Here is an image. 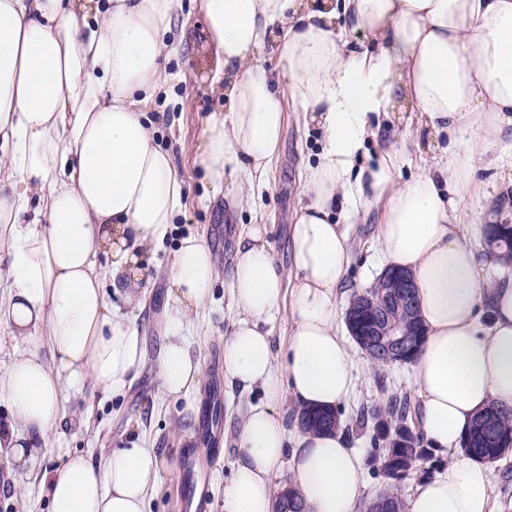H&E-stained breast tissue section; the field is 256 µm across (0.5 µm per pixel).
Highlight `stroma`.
<instances>
[{
  "mask_svg": "<svg viewBox=\"0 0 512 512\" xmlns=\"http://www.w3.org/2000/svg\"><path fill=\"white\" fill-rule=\"evenodd\" d=\"M174 79L167 99L155 105L162 142L173 152L177 175L186 185L184 207L166 241L148 249L147 273L140 283L144 308L134 317L145 338L148 355H155L162 339L160 320L165 310L167 276L173 251L189 233L202 234L220 271L222 282L215 289L194 329L195 348L203 363V378L194 392L197 411L186 414L184 404L162 391L152 364H145L131 390L111 398L80 385L67 396L65 417L54 435L56 445L99 456L106 448L145 437L159 459L156 485L147 502V512H183L178 497L182 450H195L199 477L208 489L201 512H224V484L236 459L235 435L242 411L257 403L259 392H244L224 378V337L230 331L234 311L226 282L230 278L239 235L252 221L249 211L235 210L231 199L237 190L236 177H226L221 190H213L196 162L193 152L208 117L224 107V98L214 91L211 79L219 67L212 55L198 18H190L177 55L166 63ZM320 150L318 134L288 113L284 138L270 182L263 194L261 215L272 227L269 241L276 262L291 271L290 224L303 203L299 174L308 158ZM377 215L369 213L357 225L355 260L337 303L347 307L354 294L372 288L384 267L377 240ZM359 381L352 398L341 408V420L351 447L364 458V500H372L386 488L381 466L373 456L370 432L358 429L356 416L382 403L385 393L412 394L408 365L380 366L365 353H358ZM53 459L36 456L26 468L14 467L0 452V512H48L39 476L53 466Z\"/></svg>",
  "mask_w": 512,
  "mask_h": 512,
  "instance_id": "stroma-1",
  "label": "stroma"
}]
</instances>
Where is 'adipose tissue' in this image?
<instances>
[{
    "label": "adipose tissue",
    "mask_w": 512,
    "mask_h": 512,
    "mask_svg": "<svg viewBox=\"0 0 512 512\" xmlns=\"http://www.w3.org/2000/svg\"><path fill=\"white\" fill-rule=\"evenodd\" d=\"M203 16L224 66L226 111L196 148L213 188L240 179L238 206L268 185L287 111L318 128L322 147L301 175L294 272L285 275L254 224L237 242L229 294L237 314L224 338V376L261 389L237 431L224 512H273L274 477L288 464L304 512H357L361 455L343 430L289 433L280 404L336 409L358 371L340 328L337 293L354 260L352 229L378 215L384 262L413 277L425 340L409 364L430 447L449 458L423 479L408 512H498L493 469L461 448L475 414L512 407V263L481 250L476 224L512 171V0H0V262L11 298L10 336L32 338L0 360V402L12 418L0 449L27 464L48 449L68 387L125 394L145 364L127 310L142 299L141 252L171 233L183 183L147 114L168 88L164 57L185 10ZM362 36L351 46L349 33ZM274 39L277 69L259 62ZM404 97L441 154L413 138L361 164L380 116ZM414 168L403 178V167ZM220 273L203 238H182L169 271L156 377L187 397L202 375L189 329ZM291 318L282 354L266 325ZM44 472L49 512H146L158 457L144 445L100 458L58 449Z\"/></svg>",
    "instance_id": "1"
}]
</instances>
